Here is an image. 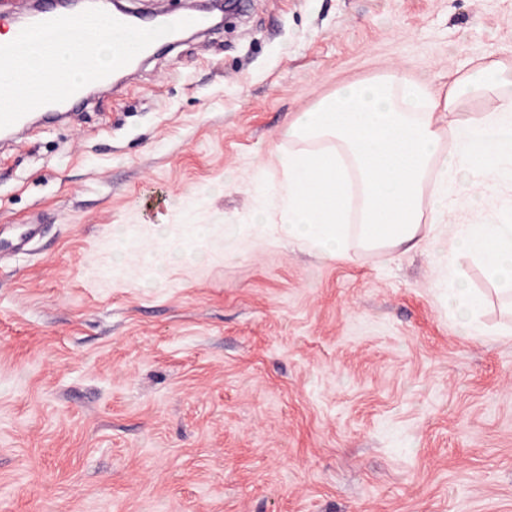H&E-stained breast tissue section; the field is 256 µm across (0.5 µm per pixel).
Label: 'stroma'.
<instances>
[{"instance_id":"35a3bbf8","label":"stroma","mask_w":512,"mask_h":512,"mask_svg":"<svg viewBox=\"0 0 512 512\" xmlns=\"http://www.w3.org/2000/svg\"><path fill=\"white\" fill-rule=\"evenodd\" d=\"M491 60L512 0H248L1 144L0 512H512V298L483 261L467 334L434 248L325 260L272 213L297 113ZM510 207L490 181L445 221Z\"/></svg>"}]
</instances>
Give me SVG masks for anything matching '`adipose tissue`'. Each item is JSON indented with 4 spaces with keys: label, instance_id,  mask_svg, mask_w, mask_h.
Instances as JSON below:
<instances>
[{
    "label": "adipose tissue",
    "instance_id": "adipose-tissue-1",
    "mask_svg": "<svg viewBox=\"0 0 512 512\" xmlns=\"http://www.w3.org/2000/svg\"><path fill=\"white\" fill-rule=\"evenodd\" d=\"M493 111L440 132L438 110L469 100ZM297 149L277 152L283 180L278 230L324 259L367 249L421 247L441 223L450 186L477 167L483 178L512 180V68L470 67L439 92L391 71L344 85L288 126ZM450 147H443V139ZM440 261L481 257L498 290L512 296V210L497 224H458Z\"/></svg>",
    "mask_w": 512,
    "mask_h": 512
}]
</instances>
